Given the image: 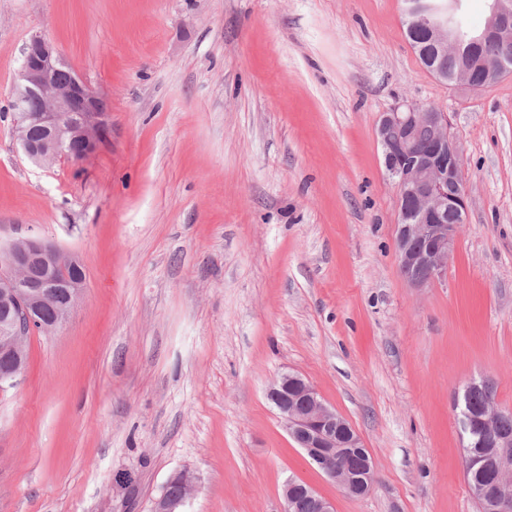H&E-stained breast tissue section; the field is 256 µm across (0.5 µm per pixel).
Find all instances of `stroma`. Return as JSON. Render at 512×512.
<instances>
[{
  "mask_svg": "<svg viewBox=\"0 0 512 512\" xmlns=\"http://www.w3.org/2000/svg\"><path fill=\"white\" fill-rule=\"evenodd\" d=\"M402 0H0V242L75 254L68 321L0 392V512H283L299 479L336 512H478L456 402L512 409V75L441 83ZM105 99L84 164L31 163L11 87L34 34ZM448 112L468 198L445 279L411 287L375 127ZM301 374L378 473L361 498L309 464L268 401ZM172 483L179 484L181 488L176 484L169 487ZM196 483L197 476L193 471L189 469L179 471L169 479L160 496L154 501L152 512H183L180 509L185 506ZM168 487L170 494L178 497L169 495Z\"/></svg>",
  "mask_w": 512,
  "mask_h": 512,
  "instance_id": "obj_1",
  "label": "stroma"
}]
</instances>
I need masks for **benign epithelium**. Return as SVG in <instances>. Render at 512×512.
Masks as SVG:
<instances>
[{"label":"benign epithelium","mask_w":512,"mask_h":512,"mask_svg":"<svg viewBox=\"0 0 512 512\" xmlns=\"http://www.w3.org/2000/svg\"><path fill=\"white\" fill-rule=\"evenodd\" d=\"M407 28L426 32L425 70L435 79L470 89L483 88L512 74V5L490 0L485 26L461 32L448 24L461 0L434 7L426 0H404ZM454 53L462 69L448 78L438 58ZM65 68L56 46L40 34L33 35L23 52L11 91L16 112L14 131L23 154L35 164L67 160L80 164L107 139L109 126L105 100L84 79ZM44 135L31 137L34 127ZM426 130L428 143L416 133ZM376 137L384 164L395 182L396 256L401 276L415 288L442 280L454 252L457 233L467 223L468 198L459 164V150L450 131L448 113L434 107L399 102L380 114ZM79 258L55 244L20 239L0 250V389L15 387L27 363V335L35 328L49 334L69 318L84 288ZM56 305L50 322L41 320L42 309ZM268 399L278 410L286 430L308 462L351 497H364L377 482L373 460L354 469L349 448L363 447L353 427L336 413L302 375L284 372L270 385ZM180 485L179 496L163 488L152 512H182L196 483V474L183 469L169 479ZM512 470L498 468L495 487L480 485L473 496L491 505L492 512H512ZM307 491L312 512H335L331 500L313 487L288 481L282 491L284 512H290L297 488Z\"/></svg>","instance_id":"benign-epithelium-1"}]
</instances>
